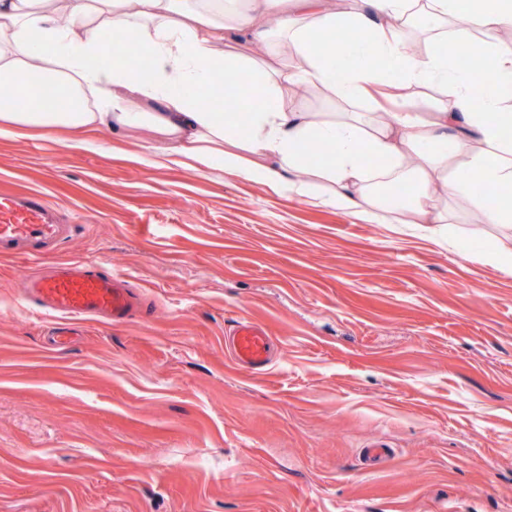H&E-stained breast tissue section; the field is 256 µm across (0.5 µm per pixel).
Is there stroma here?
Wrapping results in <instances>:
<instances>
[{"instance_id":"1","label":"stroma","mask_w":512,"mask_h":512,"mask_svg":"<svg viewBox=\"0 0 512 512\" xmlns=\"http://www.w3.org/2000/svg\"><path fill=\"white\" fill-rule=\"evenodd\" d=\"M149 140L0 137V191L74 226L43 265L111 268L144 310L47 348L34 265L0 253V512H512V274L483 257L512 231L458 204L416 236ZM242 318L264 374L224 350ZM224 343L233 362L251 374H262L273 357L272 337L263 324L240 319L225 333Z\"/></svg>"}]
</instances>
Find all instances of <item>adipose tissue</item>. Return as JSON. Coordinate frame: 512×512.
Instances as JSON below:
<instances>
[{
    "instance_id": "1",
    "label": "adipose tissue",
    "mask_w": 512,
    "mask_h": 512,
    "mask_svg": "<svg viewBox=\"0 0 512 512\" xmlns=\"http://www.w3.org/2000/svg\"><path fill=\"white\" fill-rule=\"evenodd\" d=\"M0 0V135L57 132L69 147L102 126L146 128L157 154L219 167L274 190L367 222L386 205L374 186L399 188L397 223L441 237L449 204L463 202L480 225L512 228V0ZM453 21L455 43L416 51L412 15ZM246 30L268 46L265 59L225 43ZM129 38L110 68L104 31ZM341 41L321 48V37ZM480 57L468 75L449 50ZM228 78L226 91L214 83ZM39 73L46 98L30 95ZM494 87L476 96L474 81ZM318 84L338 103L377 106L375 121L308 110L288 93ZM440 93L418 111L407 92ZM324 142L322 161L308 153ZM384 165L372 168L368 159Z\"/></svg>"
}]
</instances>
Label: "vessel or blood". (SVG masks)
<instances>
[{
	"mask_svg": "<svg viewBox=\"0 0 512 512\" xmlns=\"http://www.w3.org/2000/svg\"><path fill=\"white\" fill-rule=\"evenodd\" d=\"M66 225L38 192H0V250H23L31 258L63 238ZM26 300L58 314L60 327L49 338L56 346L67 324L88 317H102L112 324L128 322L141 300L128 281L89 262L58 264L49 271L30 276L24 285ZM225 346L242 370L260 374L273 357L272 338L263 324L241 319L225 333Z\"/></svg>",
	"mask_w": 512,
	"mask_h": 512,
	"instance_id": "1",
	"label": "vessel or blood"
}]
</instances>
